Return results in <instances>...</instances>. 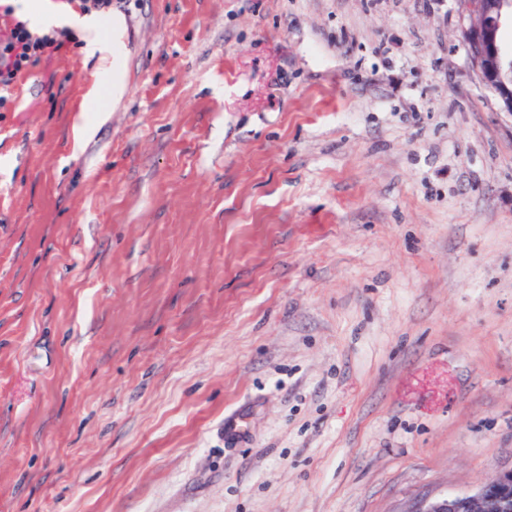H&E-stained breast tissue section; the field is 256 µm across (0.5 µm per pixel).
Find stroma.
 I'll return each instance as SVG.
<instances>
[{"label": "stroma", "instance_id": "obj_1", "mask_svg": "<svg viewBox=\"0 0 512 512\" xmlns=\"http://www.w3.org/2000/svg\"><path fill=\"white\" fill-rule=\"evenodd\" d=\"M0 512H407L512 468V116L466 0H12ZM67 27L35 35L25 20H16L0 31V88L9 87L36 61L74 43Z\"/></svg>", "mask_w": 512, "mask_h": 512}]
</instances>
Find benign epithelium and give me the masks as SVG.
I'll return each mask as SVG.
<instances>
[{
	"instance_id": "obj_1",
	"label": "benign epithelium",
	"mask_w": 512,
	"mask_h": 512,
	"mask_svg": "<svg viewBox=\"0 0 512 512\" xmlns=\"http://www.w3.org/2000/svg\"><path fill=\"white\" fill-rule=\"evenodd\" d=\"M512 23V0H498L493 10L473 13L464 38L471 46V59L481 83L491 89L498 109L512 116V88L500 81L493 67L500 53L497 36ZM407 512H512V468L501 472L475 491L462 490L424 498Z\"/></svg>"
}]
</instances>
